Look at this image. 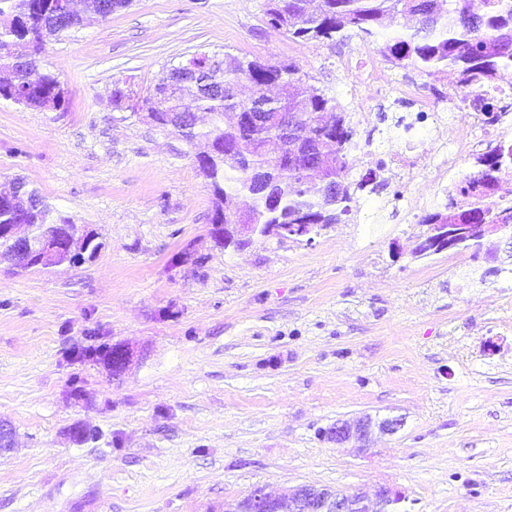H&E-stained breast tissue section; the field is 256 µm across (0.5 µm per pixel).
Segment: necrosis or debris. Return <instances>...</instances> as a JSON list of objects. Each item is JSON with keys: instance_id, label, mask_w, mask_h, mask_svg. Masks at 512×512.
Segmentation results:
<instances>
[{"instance_id": "obj_1", "label": "necrosis or debris", "mask_w": 512, "mask_h": 512, "mask_svg": "<svg viewBox=\"0 0 512 512\" xmlns=\"http://www.w3.org/2000/svg\"><path fill=\"white\" fill-rule=\"evenodd\" d=\"M399 95L412 104L409 120L404 125L402 147L393 154L369 148L356 142L352 155L355 165H370L378 169L386 185L407 189L414 178L428 174L438 186L445 188L447 206L464 205L466 198L459 188L448 185L455 161L462 156L480 157L488 138L503 134L504 117L512 112V81L492 82L452 96L448 107L466 112L469 121L464 125L446 127L443 112L435 100L413 85L399 88ZM447 130L449 149L443 159H435L429 132Z\"/></svg>"}]
</instances>
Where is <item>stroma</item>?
<instances>
[{
    "mask_svg": "<svg viewBox=\"0 0 512 512\" xmlns=\"http://www.w3.org/2000/svg\"><path fill=\"white\" fill-rule=\"evenodd\" d=\"M266 0H131L49 43L61 111L0 101V190L16 178L97 236L50 270L0 258V512H224L254 487L400 496L391 512H512V260L413 254L443 210L430 178L359 193L311 242L211 234L213 199L178 137L113 105L192 54L291 62L400 147L390 88L342 61L377 47L274 30ZM127 347L113 375L105 350ZM399 420L362 448L325 431Z\"/></svg>",
    "mask_w": 512,
    "mask_h": 512,
    "instance_id": "obj_1",
    "label": "stroma"
}]
</instances>
